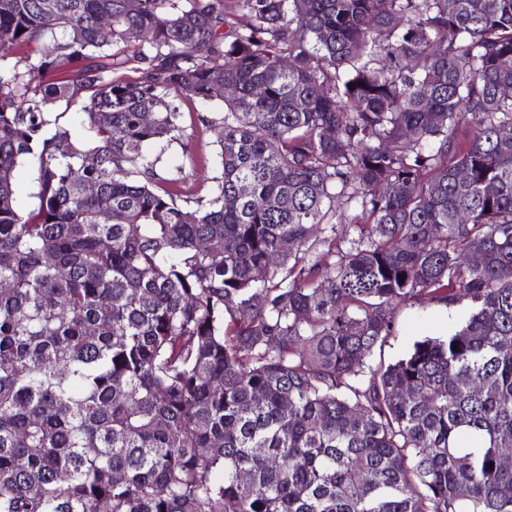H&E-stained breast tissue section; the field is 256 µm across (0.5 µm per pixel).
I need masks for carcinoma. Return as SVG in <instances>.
<instances>
[{
  "label": "carcinoma",
  "instance_id": "1",
  "mask_svg": "<svg viewBox=\"0 0 512 512\" xmlns=\"http://www.w3.org/2000/svg\"><path fill=\"white\" fill-rule=\"evenodd\" d=\"M32 44L0 67V512H512V0H0V62ZM178 99L224 104L205 197L145 155ZM463 299L365 371L393 304ZM36 177V169L31 163L22 164L16 183V205L22 213L33 210L38 204Z\"/></svg>",
  "mask_w": 512,
  "mask_h": 512
}]
</instances>
